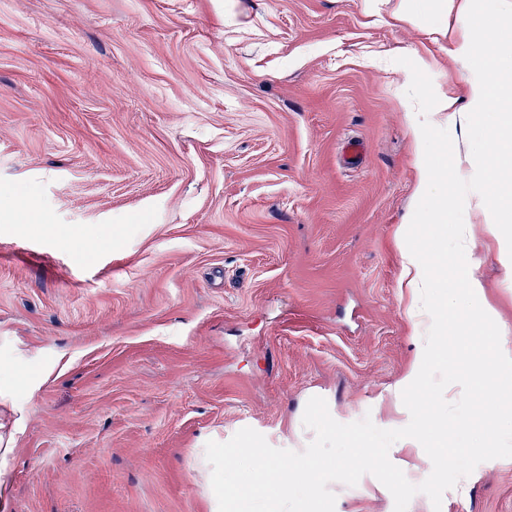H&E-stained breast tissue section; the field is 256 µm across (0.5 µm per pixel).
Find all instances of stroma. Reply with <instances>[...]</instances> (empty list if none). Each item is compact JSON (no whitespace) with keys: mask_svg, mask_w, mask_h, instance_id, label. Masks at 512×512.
<instances>
[{"mask_svg":"<svg viewBox=\"0 0 512 512\" xmlns=\"http://www.w3.org/2000/svg\"><path fill=\"white\" fill-rule=\"evenodd\" d=\"M399 6L0 0V362L19 383L0 512H212L206 443L250 427L299 450L314 396L343 424H408L412 125L438 92L466 107L492 46L460 64L471 19ZM450 134L483 152L486 197H511L512 88ZM464 221L512 350V276ZM330 489L335 512H394L373 475ZM407 512H512V458Z\"/></svg>","mask_w":512,"mask_h":512,"instance_id":"obj_1","label":"stroma"}]
</instances>
